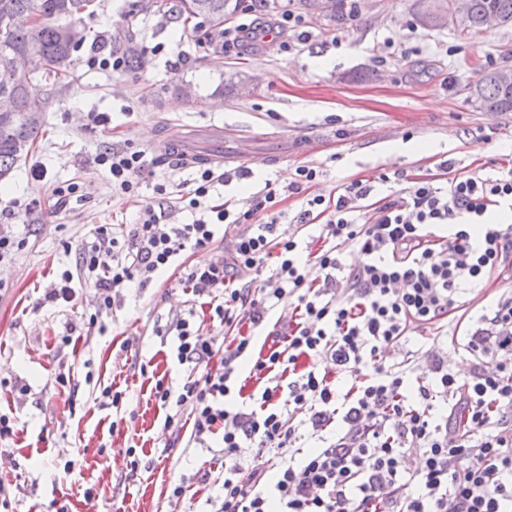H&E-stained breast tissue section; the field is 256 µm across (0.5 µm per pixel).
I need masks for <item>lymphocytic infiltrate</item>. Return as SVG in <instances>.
<instances>
[{
	"label": "lymphocytic infiltrate",
	"mask_w": 512,
	"mask_h": 512,
	"mask_svg": "<svg viewBox=\"0 0 512 512\" xmlns=\"http://www.w3.org/2000/svg\"><path fill=\"white\" fill-rule=\"evenodd\" d=\"M113 194L135 197L148 164L144 151L124 145L99 153ZM301 166L287 188L266 182L246 207L213 202L214 184L227 174L199 171L194 186L172 197L154 187L161 203L177 200L191 222L168 224L155 206L142 207L135 223L114 231L98 225L81 245L76 270H62L47 293L71 300L74 279L94 288L99 312L110 311L120 289L148 287L187 250L208 249L223 225H242L224 257L190 268L185 281L199 295L223 289L214 314L225 327L249 322L266 330L272 346L252 373L266 385L250 412L235 410L237 361L251 352L250 338L224 348L188 318L177 317L176 360L198 376L179 390L156 382L155 397L171 408L167 425L190 411L195 440L223 425L224 482L214 512H512V294L500 295L466 341L470 374L461 378L439 352L427 350L426 378L412 382L406 369L387 365L384 353L400 345L411 327L448 319L462 290L480 287L493 270L512 266V225L487 224L488 210L512 204V175L479 174L439 187L412 180L401 198L385 202L373 221L362 220L360 200L373 187L358 179L333 195L305 199L298 223L323 222L326 235L313 256L323 279L313 285L298 257L297 241L275 239L283 193H299L316 180ZM449 235H441V228ZM357 264L345 267V248ZM243 275L253 286L236 287ZM291 307L294 319L269 329L268 316ZM314 364L288 384L280 377L300 356ZM349 377L338 391L330 372ZM307 416L293 424L290 406ZM333 429L326 446L289 458L276 471L265 449L290 447L298 429ZM254 449L243 466L242 449ZM417 467H408L410 458Z\"/></svg>",
	"instance_id": "1"
}]
</instances>
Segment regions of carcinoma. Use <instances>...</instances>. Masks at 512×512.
Masks as SVG:
<instances>
[{"mask_svg":"<svg viewBox=\"0 0 512 512\" xmlns=\"http://www.w3.org/2000/svg\"><path fill=\"white\" fill-rule=\"evenodd\" d=\"M241 0H175L169 12L178 18H209L210 25L222 26L224 19L235 13ZM89 0H0V70L18 55L32 54L41 61V72L20 76L4 83L0 77V95L12 100L8 112H0V180L10 176L15 164L31 147L41 130L40 115L30 108V100L39 92L41 81L61 82L73 53L84 41L79 23ZM306 5L321 10L329 20L343 16L345 0H307ZM497 14L505 27L512 26V0H469V22L453 27L463 34L486 30L484 18ZM495 68L480 69V78L473 94L480 104L496 112H512V88L501 87Z\"/></svg>","mask_w":512,"mask_h":512,"instance_id":"cac0c4a2","label":"carcinoma"}]
</instances>
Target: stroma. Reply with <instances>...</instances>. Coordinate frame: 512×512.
<instances>
[{
    "instance_id": "1",
    "label": "stroma",
    "mask_w": 512,
    "mask_h": 512,
    "mask_svg": "<svg viewBox=\"0 0 512 512\" xmlns=\"http://www.w3.org/2000/svg\"><path fill=\"white\" fill-rule=\"evenodd\" d=\"M257 11L272 39L219 45L222 31L170 21L173 0H92L82 15L85 41L62 83L45 87L49 105L28 154L1 181L0 231L25 238L0 264V415L12 435L0 438V512H210L224 480L220 435L195 443L193 420L165 424L156 380L179 387L195 376L173 356L174 336L157 328L194 314L205 332L232 342L210 318L214 296L196 295L185 277L222 255L224 239L188 251L145 288H125L100 325L93 288L79 284L72 301L45 294L57 273L75 268L79 246L101 224L123 225L155 200L154 186L192 185L195 169L151 153L155 139L181 140L192 129L219 126L223 140L199 138L201 152L232 155L237 138L254 140L246 175L215 185L212 197L243 204L266 180L288 185L300 166L316 181L283 205L281 238L309 244L316 226L295 223L305 197L337 185L377 181L364 218L379 200L401 196L406 178L445 187L474 173L512 169V112L480 107L472 91L479 66H512V27L477 35L428 29L413 22L414 0H358L361 13L338 22L308 18L311 38L278 31L301 0H278ZM137 53L138 67L110 73L89 67L95 46ZM254 79L250 93L241 83ZM105 112L108 126L88 121ZM126 142L144 150L151 177L134 198L113 195L94 158ZM451 167H441V160ZM72 180L80 199L63 210L49 196ZM512 291V274L492 271L485 288L464 291L448 319L466 334L491 302ZM68 374L67 385L57 382ZM122 398L112 404L104 388ZM180 480L185 493L169 496Z\"/></svg>"
}]
</instances>
